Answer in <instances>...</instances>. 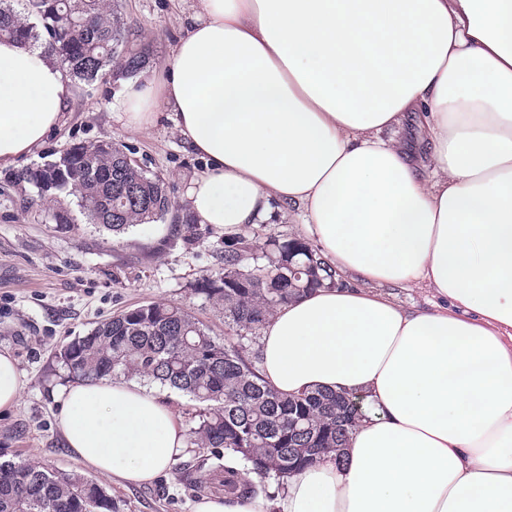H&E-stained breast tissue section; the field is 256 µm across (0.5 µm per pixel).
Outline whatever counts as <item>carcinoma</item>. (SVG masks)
I'll return each instance as SVG.
<instances>
[{"mask_svg": "<svg viewBox=\"0 0 512 512\" xmlns=\"http://www.w3.org/2000/svg\"><path fill=\"white\" fill-rule=\"evenodd\" d=\"M38 43L86 86L117 65L135 74L146 50L123 54L129 30L119 0H0V39ZM120 143L72 145L65 159L17 174L41 195H75L95 224L118 235L151 224L148 203L165 201L168 187L146 173ZM243 232L224 240L223 266L194 291L224 313L236 339H253L275 310L336 281L333 267L301 238L275 235L259 242ZM58 361L71 378L139 377L182 393L198 407L195 441L202 450L186 480L205 483L207 472L234 479L227 493L255 497L266 479H288L330 452L341 455L362 412L358 398L316 389L288 397L262 377L260 357L213 336L183 306L152 302L125 309L62 346ZM255 475L236 479L232 464ZM112 512V499L93 480L40 464L0 462V512Z\"/></svg>", "mask_w": 512, "mask_h": 512, "instance_id": "obj_1", "label": "carcinoma"}]
</instances>
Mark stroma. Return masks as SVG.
<instances>
[{"label": "stroma", "mask_w": 512, "mask_h": 512, "mask_svg": "<svg viewBox=\"0 0 512 512\" xmlns=\"http://www.w3.org/2000/svg\"><path fill=\"white\" fill-rule=\"evenodd\" d=\"M133 44L147 47L150 62L125 76L110 71L94 85H76L62 123L36 152L0 170V350H9L24 381L18 403L0 410V459L40 463L86 473L65 448L58 429L57 388L67 384L55 354L101 320L149 302L183 305L212 335L231 338L224 315L194 286L215 274L224 234L190 220L185 192L203 167L174 123L161 119L141 132L122 128L112 104L132 84L150 79L167 62L184 33L192 0H121ZM114 140L129 146L136 163L166 182L175 207L166 220L130 227L115 236L87 220L76 197H39L16 183L21 170L60 157L72 144ZM198 448L188 444L172 470L151 485L125 487L96 481L112 498V512H192L200 495L224 492L223 472L205 491L186 480Z\"/></svg>", "instance_id": "stroma-1"}]
</instances>
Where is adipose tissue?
I'll list each match as a JSON object with an SVG mask.
<instances>
[{
  "mask_svg": "<svg viewBox=\"0 0 512 512\" xmlns=\"http://www.w3.org/2000/svg\"><path fill=\"white\" fill-rule=\"evenodd\" d=\"M74 94L37 45L0 40V168L40 147ZM139 131L169 113L204 162L192 217L233 234L271 201L299 211L338 277L260 336L276 390L364 397L343 456L275 499L194 512H512V0H194L159 78L113 107ZM417 112L428 173L391 138ZM423 285L408 310L383 286ZM62 440L143 485L186 450L158 391L61 387Z\"/></svg>",
  "mask_w": 512,
  "mask_h": 512,
  "instance_id": "obj_1",
  "label": "adipose tissue"
}]
</instances>
